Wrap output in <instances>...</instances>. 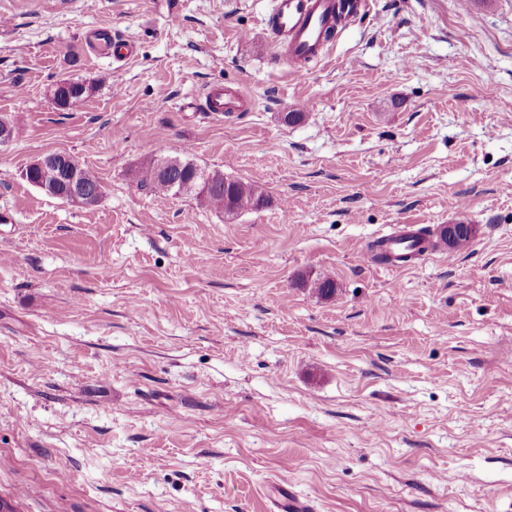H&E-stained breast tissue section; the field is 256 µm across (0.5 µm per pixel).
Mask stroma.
<instances>
[{
	"label": "stroma",
	"mask_w": 512,
	"mask_h": 512,
	"mask_svg": "<svg viewBox=\"0 0 512 512\" xmlns=\"http://www.w3.org/2000/svg\"><path fill=\"white\" fill-rule=\"evenodd\" d=\"M271 9L0 0V497L18 512H267L273 482L315 512H512V0H370L298 71L272 55ZM64 79L94 90L59 108ZM213 85L252 106L204 112ZM49 153L101 198L27 182ZM160 158L270 202L227 215L140 187ZM461 220L464 250L367 256L396 225ZM68 164L71 168L78 171L81 180L90 187H99L101 183L96 174L79 164V162L72 156L67 155ZM79 176L74 174L68 180L67 189L69 191L70 203L74 205L87 206L96 203L102 195L101 189L91 190L85 187Z\"/></svg>",
	"instance_id": "obj_1"
}]
</instances>
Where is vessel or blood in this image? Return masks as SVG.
Listing matches in <instances>:
<instances>
[{"label":"vessel or blood","mask_w":512,"mask_h":512,"mask_svg":"<svg viewBox=\"0 0 512 512\" xmlns=\"http://www.w3.org/2000/svg\"><path fill=\"white\" fill-rule=\"evenodd\" d=\"M337 0H274L267 21L278 59L289 68L314 56L325 54L324 33L336 22ZM248 97L242 88L212 87L205 96L206 112L221 115L242 110ZM420 227L406 224L386 235L385 247L400 251L413 246ZM272 512H314L313 506L296 496L288 487L273 485L270 490Z\"/></svg>","instance_id":"b4317fda"}]
</instances>
